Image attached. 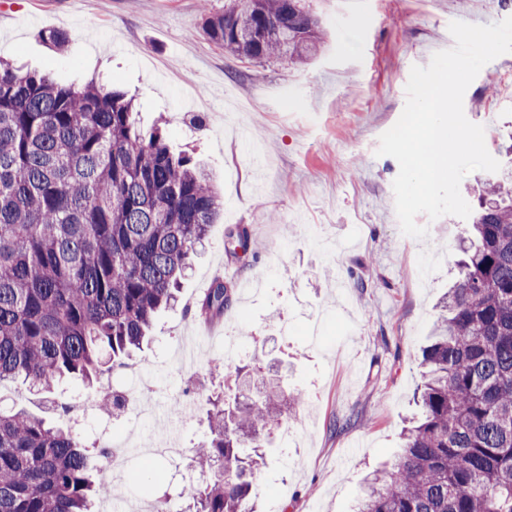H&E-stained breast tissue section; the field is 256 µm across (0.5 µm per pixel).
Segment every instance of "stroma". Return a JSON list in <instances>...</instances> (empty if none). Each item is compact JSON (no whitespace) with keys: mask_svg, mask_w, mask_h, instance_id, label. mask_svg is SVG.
Listing matches in <instances>:
<instances>
[{"mask_svg":"<svg viewBox=\"0 0 512 512\" xmlns=\"http://www.w3.org/2000/svg\"><path fill=\"white\" fill-rule=\"evenodd\" d=\"M225 0H5L0 59L49 74L62 85L88 79L136 98L139 126L163 121L174 152L191 156L221 200L219 216L184 280L179 305L157 320L150 343L126 369L102 377L124 388L134 372L151 379L142 413L88 410L87 442L112 437L126 470L112 476V496L144 508L182 493L186 461L145 457L166 439L193 449L208 436L207 397L236 391L233 374L213 378L224 345L242 333L257 342L237 364L261 359L278 369L285 390H300L297 423L274 427L259 476L258 512H353L359 483L398 457L400 434L418 408L420 350L454 276L470 224L452 215L416 222L421 240L402 234L392 183L398 162L377 155L379 137L399 119L412 66L453 47L452 21L491 24L512 17V0H309L324 45L302 64L241 61L210 42L203 27ZM63 29L64 51L42 31ZM97 41H88L86 30ZM512 53L488 63L467 88L466 117L485 129L501 166L512 157ZM246 225L256 253L231 255L226 234ZM260 281L252 295L235 290L222 318L193 319L215 277ZM362 287H355V280ZM211 333L192 362L181 350L192 334ZM92 385L64 383L33 395L18 382L0 385V407L40 414L68 397L94 401ZM193 399L191 418L175 402Z\"/></svg>","mask_w":512,"mask_h":512,"instance_id":"obj_1","label":"stroma"}]
</instances>
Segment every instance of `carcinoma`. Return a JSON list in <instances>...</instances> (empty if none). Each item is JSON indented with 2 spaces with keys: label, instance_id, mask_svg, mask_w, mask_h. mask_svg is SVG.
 <instances>
[{
  "label": "carcinoma",
  "instance_id": "obj_1",
  "mask_svg": "<svg viewBox=\"0 0 512 512\" xmlns=\"http://www.w3.org/2000/svg\"><path fill=\"white\" fill-rule=\"evenodd\" d=\"M204 32L251 61L303 63L321 47L306 0H228ZM135 112L93 80L65 87L0 62V382L90 384L105 355L127 366L177 302L218 200L160 129L140 133ZM471 226L423 350L421 412L353 512H512V170L484 182ZM251 248L246 227L227 233L229 253ZM231 300L217 279L194 315L222 317ZM235 373L239 400L212 402L209 441L190 458L209 474L184 490L191 512H255L271 426L299 419L303 396L285 395L278 376ZM95 405L113 415L124 400L101 388ZM105 458L69 427L0 410V512H93L109 491Z\"/></svg>",
  "mask_w": 512,
  "mask_h": 512
}]
</instances>
